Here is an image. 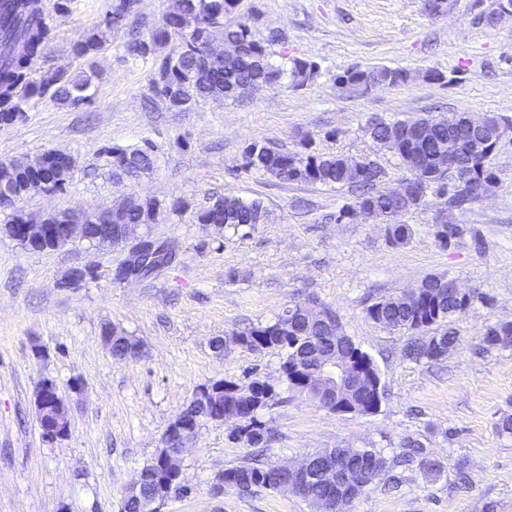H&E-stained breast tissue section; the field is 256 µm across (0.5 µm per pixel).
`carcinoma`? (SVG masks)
<instances>
[{"instance_id": "obj_1", "label": "carcinoma", "mask_w": 512, "mask_h": 512, "mask_svg": "<svg viewBox=\"0 0 512 512\" xmlns=\"http://www.w3.org/2000/svg\"><path fill=\"white\" fill-rule=\"evenodd\" d=\"M241 0H173L172 8L161 22L147 34L128 43L130 54L138 57L165 51L151 81V90L166 107L174 112H188L200 103L217 97H233L258 88L265 89L283 82L295 88L313 83L319 73L317 64L303 58H291L285 65L269 62L267 48L254 38L249 19L238 14ZM132 17L131 0H113L111 9L102 24L83 33L71 47L72 54L87 62L103 50L113 33L124 29ZM224 24V40L242 42L249 53L224 54L210 58L204 55L208 28L212 21ZM51 40V29L45 21L39 0H0V118L25 113L28 102L53 90L54 99L61 105H75L88 98L86 92L90 78H68L59 71L46 72L38 78L28 77L31 61L41 55ZM407 80V73L390 67L350 68L336 76V82L345 89H358L366 84L373 87H389ZM366 132L371 138L397 156L410 172L408 181L417 183L418 193L399 203L383 187L385 173L372 160L361 161L356 169L354 159L343 154H313L308 143L302 142L300 151H288L268 143L252 142L245 147L239 168L256 171L288 182L319 184L330 188L346 187L353 194L352 205H361L373 213V218L386 224L389 240L398 246L405 245L412 237L409 224L396 226L392 219L399 207L416 210L424 205L430 193L448 195V210H466L480 202L484 195H491L498 177L490 166L491 154L486 149L473 146L476 132L467 121L455 128L431 125V118L419 116L389 123L381 119L370 123ZM456 148V157L448 162V143ZM105 153L110 158L112 176L137 177L153 170L156 162L153 146L149 141L134 147L113 146ZM69 163L45 153L41 167L36 171L12 167L0 161V195L18 201L32 194L41 183L66 189L70 177ZM159 210L152 200H133L117 214L104 220L106 224H147L149 214ZM201 224L214 222L237 229L253 227L266 220V208L259 199L244 201L239 198L215 197L204 209L196 212ZM83 220V213L75 210L49 214L41 219L43 224H73ZM294 303L272 323H259L248 327L238 335L250 346L278 349L284 352L281 364L297 350L311 342V333L303 331L288 317L298 309ZM465 313L459 302L440 284L437 275L428 276L422 282L418 307L412 308L399 296L381 298L365 309L366 318L382 324L391 331L409 337L407 351L414 361H438L420 335L430 333L440 337L448 347H453L458 336L445 329V324ZM512 336V328L501 330V324L487 329L482 341L489 348L507 347L499 332ZM103 333L113 336L115 356L122 355L132 337L114 327H106ZM277 391L267 392L266 384L254 379V403L243 404L238 395L236 382L222 380L214 385L208 403V413L215 416L224 413L232 419L246 412L250 424L259 423L258 413L279 400ZM243 441L251 448L266 450L271 441L270 432L259 427L246 432ZM362 454L374 462L378 476L389 473L394 460L375 448H364ZM337 459L340 468L347 469L353 458L338 448L311 453V458ZM224 492L249 483L254 488L273 489L275 474L273 464L250 465L243 463L224 469ZM308 504L317 507L326 501L327 489L323 482L314 480L300 494ZM153 499L151 485H143L139 493L126 502L125 512H148Z\"/></svg>"}]
</instances>
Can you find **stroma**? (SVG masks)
Listing matches in <instances>:
<instances>
[{"label": "stroma", "mask_w": 512, "mask_h": 512, "mask_svg": "<svg viewBox=\"0 0 512 512\" xmlns=\"http://www.w3.org/2000/svg\"><path fill=\"white\" fill-rule=\"evenodd\" d=\"M59 1L64 11H55ZM43 2L54 39L31 74L88 71L91 99L70 107L47 93L22 119L0 126V161L31 163L48 150L75 160L65 191L0 208V512H119L197 387L276 380L280 351L232 348L218 356L211 339L273 321L308 299L336 309L344 333L377 365L385 400L375 414H336L289 394L259 416L274 436L267 461L294 463L320 448H377L391 457L414 440L443 463L442 476L414 466L397 488L378 480L352 512H512V436L497 432L512 417V347L482 343L489 326L512 321V141L490 159L498 184L488 199L452 211L447 197L432 194L422 209L397 216L413 229L403 246L374 220L341 218L352 201L347 189L236 167L251 142L294 150L305 137L313 153L375 161L391 188L408 172L366 135L372 119L466 112L512 120V17L498 16L500 0H447L437 15L426 13L424 0H241L273 64L298 56L316 62L319 74L303 88L283 84L190 112L155 100L149 84L159 58L128 55L125 33L114 34L93 65L73 57V41L101 22L112 0ZM355 66L397 68L408 79L366 92L339 87L337 75ZM430 71L436 79H427ZM146 139L155 168L114 180L104 148ZM218 195L262 200L267 223L235 230L197 223L196 211ZM130 196L159 204L150 234L176 252L148 277L117 278L128 256L121 248L77 240L34 251L3 230L17 210L37 218ZM177 200L187 210L173 212ZM446 219L458 233L443 246L434 226ZM84 264L94 276L64 287L66 273ZM433 274L454 278L471 303L449 324L459 341L448 356L414 362L406 336L373 323L365 309ZM107 325L139 339L142 355L114 359L102 342ZM43 379L71 409L70 433L55 441L37 421ZM251 453L226 425L202 423L180 457L193 492L162 512H311L291 493L213 494L216 477Z\"/></svg>", "instance_id": "obj_1"}]
</instances>
